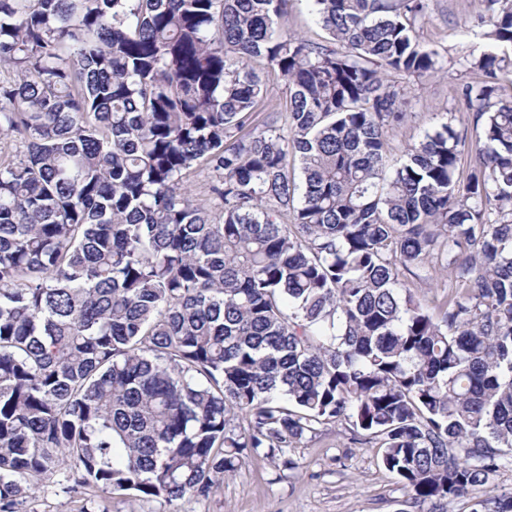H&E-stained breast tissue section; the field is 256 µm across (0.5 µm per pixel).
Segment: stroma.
I'll use <instances>...</instances> for the list:
<instances>
[{"label": "stroma", "mask_w": 512, "mask_h": 512, "mask_svg": "<svg viewBox=\"0 0 512 512\" xmlns=\"http://www.w3.org/2000/svg\"><path fill=\"white\" fill-rule=\"evenodd\" d=\"M483 0H428L424 18L415 25L419 41L437 48L443 68L437 74L404 78L410 90L405 123L391 132L388 168H395L407 145L425 133L451 123L462 137L461 172L475 163L482 136L466 120L462 87L473 73L462 60L484 50V29L477 21ZM284 30L312 42L327 41L317 23L311 0H289L281 19ZM377 448L354 441L348 426L329 424L292 449L296 468L287 470L270 459L255 456L207 499L187 495L176 500L113 496L110 512H419L410 492L377 461ZM99 499L58 476L39 482L21 512H98Z\"/></svg>", "instance_id": "obj_1"}]
</instances>
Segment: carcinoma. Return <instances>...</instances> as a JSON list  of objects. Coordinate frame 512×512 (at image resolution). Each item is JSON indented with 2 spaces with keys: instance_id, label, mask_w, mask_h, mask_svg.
Listing matches in <instances>:
<instances>
[{
  "instance_id": "carcinoma-1",
  "label": "carcinoma",
  "mask_w": 512,
  "mask_h": 512,
  "mask_svg": "<svg viewBox=\"0 0 512 512\" xmlns=\"http://www.w3.org/2000/svg\"><path fill=\"white\" fill-rule=\"evenodd\" d=\"M0 0V512L32 479L207 499L343 422L414 502L512 512V98L385 173L427 0ZM512 45V0H484ZM262 62L286 81L264 116ZM206 175L204 198L191 178ZM449 272L439 314L412 291ZM280 23L284 30L312 42L325 43L329 38L314 17L311 0H289L287 13Z\"/></svg>"
}]
</instances>
